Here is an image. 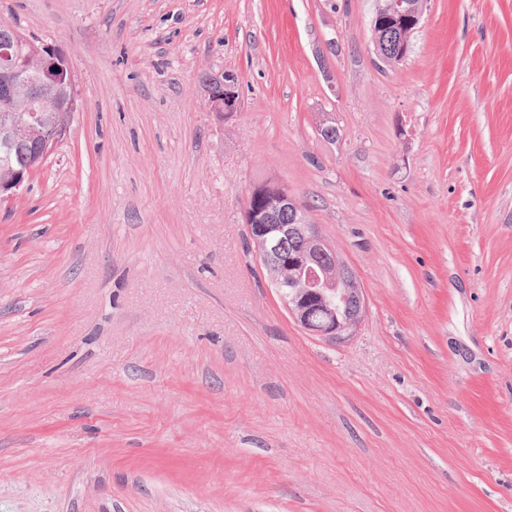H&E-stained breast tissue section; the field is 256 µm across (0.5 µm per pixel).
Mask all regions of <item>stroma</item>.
<instances>
[{
	"label": "stroma",
	"mask_w": 512,
	"mask_h": 512,
	"mask_svg": "<svg viewBox=\"0 0 512 512\" xmlns=\"http://www.w3.org/2000/svg\"><path fill=\"white\" fill-rule=\"evenodd\" d=\"M373 11L0 0L78 100L0 201V512H512V0H428L392 67ZM269 179L358 276L347 342L246 250ZM211 105L219 114L222 112L232 114L239 111L241 106L240 83L235 76L226 74L224 86L221 87L220 92L213 95Z\"/></svg>",
	"instance_id": "1"
}]
</instances>
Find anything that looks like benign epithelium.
<instances>
[{
  "label": "benign epithelium",
  "instance_id": "1",
  "mask_svg": "<svg viewBox=\"0 0 512 512\" xmlns=\"http://www.w3.org/2000/svg\"><path fill=\"white\" fill-rule=\"evenodd\" d=\"M425 12L423 0H376L371 28L401 34L417 31ZM57 61L49 55L18 61L8 40H0V79L18 91L6 108L10 116L0 121V143L8 144L21 137H35L43 147L42 154L25 167L0 177V200L16 196L33 171L52 153L67 126L42 112L32 90L46 89L54 80ZM213 109L232 114L241 106L240 83L231 74L224 86L213 95ZM244 217L255 256L272 271V286L284 302L289 315L307 333L329 341L350 339L360 325L365 307L360 305L347 320L336 317L337 288L326 278L323 256L331 247L319 226L306 220L305 211L288 191L277 186L249 189ZM288 213L297 230L310 246V252L288 256L279 249L288 235V225L277 223L279 214Z\"/></svg>",
  "mask_w": 512,
  "mask_h": 512
}]
</instances>
